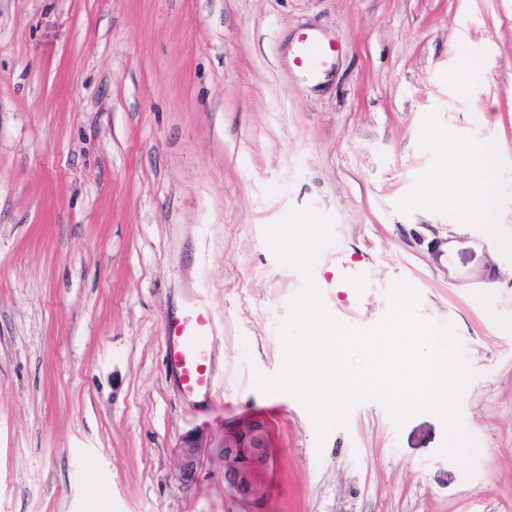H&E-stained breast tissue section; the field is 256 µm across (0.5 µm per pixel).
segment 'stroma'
<instances>
[{"instance_id":"obj_1","label":"stroma","mask_w":512,"mask_h":512,"mask_svg":"<svg viewBox=\"0 0 512 512\" xmlns=\"http://www.w3.org/2000/svg\"><path fill=\"white\" fill-rule=\"evenodd\" d=\"M312 30L336 53L294 63ZM484 70L469 87L468 62ZM492 144L496 234L458 148ZM332 215L313 277L342 323L396 280L451 323L475 377L460 431L355 406L318 441L279 373L302 278L266 226ZM215 326L186 396L163 326ZM268 424L266 512H512V0H0V512H236L224 427ZM205 437L192 482L179 448ZM336 48L330 44L324 45L309 33H303L297 40L295 61L314 79L319 78L325 71Z\"/></svg>"}]
</instances>
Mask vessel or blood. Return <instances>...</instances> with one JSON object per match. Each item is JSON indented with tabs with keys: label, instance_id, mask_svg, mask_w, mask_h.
I'll list each match as a JSON object with an SVG mask.
<instances>
[{
	"label": "vessel or blood",
	"instance_id": "vessel-or-blood-1",
	"mask_svg": "<svg viewBox=\"0 0 512 512\" xmlns=\"http://www.w3.org/2000/svg\"><path fill=\"white\" fill-rule=\"evenodd\" d=\"M335 50L321 44L311 34H302L296 44L295 61L312 77L326 70ZM169 343L168 361L177 374L183 392L191 397L210 394L213 389V315L202 302L191 304L185 312L165 324Z\"/></svg>",
	"mask_w": 512,
	"mask_h": 512
}]
</instances>
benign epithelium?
<instances>
[{
    "label": "benign epithelium",
    "mask_w": 512,
    "mask_h": 512,
    "mask_svg": "<svg viewBox=\"0 0 512 512\" xmlns=\"http://www.w3.org/2000/svg\"><path fill=\"white\" fill-rule=\"evenodd\" d=\"M203 438L191 436L180 448L183 480H193ZM224 485L232 493L238 512H265L264 488L272 460L267 422L257 414H244L224 431Z\"/></svg>",
    "instance_id": "7a95c632"
}]
</instances>
